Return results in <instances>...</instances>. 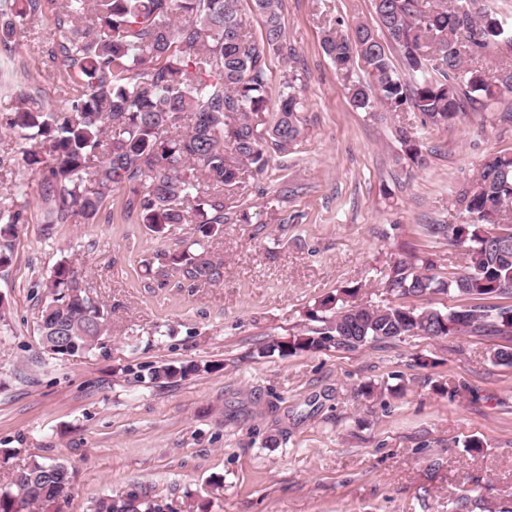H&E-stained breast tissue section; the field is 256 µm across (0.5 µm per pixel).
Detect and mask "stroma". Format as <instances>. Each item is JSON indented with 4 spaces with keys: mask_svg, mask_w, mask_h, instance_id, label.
Segmentation results:
<instances>
[{
    "mask_svg": "<svg viewBox=\"0 0 512 512\" xmlns=\"http://www.w3.org/2000/svg\"><path fill=\"white\" fill-rule=\"evenodd\" d=\"M61 0H45L18 43L0 45L28 78L23 91L61 109L70 89L46 61ZM290 56L267 59L268 112L288 71L300 78L302 137L270 154L262 175L225 208L211 255L214 285L159 273L160 256L193 230L153 235L123 191L87 223L47 225L37 177L26 220L0 278V486L31 459L66 464L58 512H93L104 496L164 499L173 512H448L465 491L512 499V366L501 340L412 336L360 347L259 356L272 341L316 328L312 309L353 287V305L398 298L386 275L399 260L462 268L461 248L429 224L464 219L453 192L484 158L512 150V94L446 126L417 112H364L322 50L337 22L375 24L373 0H283ZM415 133L422 164L399 128ZM248 222H241V215ZM108 314L93 354L52 358L38 335L44 287L60 260ZM198 363L171 384L143 369ZM376 390L366 395L364 384ZM484 442L481 452L462 446Z\"/></svg>",
    "mask_w": 512,
    "mask_h": 512,
    "instance_id": "1",
    "label": "stroma"
}]
</instances>
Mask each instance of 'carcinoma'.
Returning a JSON list of instances; mask_svg holds the SVG:
<instances>
[{"instance_id":"cac0c4a2","label":"carcinoma","mask_w":512,"mask_h":512,"mask_svg":"<svg viewBox=\"0 0 512 512\" xmlns=\"http://www.w3.org/2000/svg\"><path fill=\"white\" fill-rule=\"evenodd\" d=\"M421 9L419 0H374L378 25L399 48L413 80L402 81L372 27L357 24L344 35L328 34L326 56L345 76L353 59L364 65L368 80H352L351 105L373 111L411 110L422 123L446 125L471 108L487 107L512 93V68L490 80L467 63L491 45L512 49V25L476 9L456 4ZM264 19V35L255 39L240 0H65L62 40L47 50L51 68L67 80L73 95L60 111L48 109L21 93L11 111L0 114V128L23 143L17 162L39 175L41 201L51 224L96 217L112 191L127 192L126 208L163 238L175 224H192V239L168 255L162 275L192 285H213L223 277L222 264L208 250L209 239L222 232L224 201L264 172L268 153L288 155L301 137L298 76L280 82L279 111L263 121L269 83L267 58L286 44L282 0H252ZM42 8V0H0V44L15 40L24 20ZM405 155L420 160L410 132L399 129ZM466 220L462 224H428L434 237L466 251L467 265L446 277L429 275L404 260L387 274L386 287L399 296L441 293L470 306L448 311L395 304L359 308L349 304L358 289L350 287L319 304L313 318L323 323L309 335L283 344L270 342L262 357L278 352L313 351L331 343L354 350L406 336H453L482 333L512 336V306L484 305L512 298V152L488 155L478 175L456 195ZM27 208L21 186L0 195V269L12 263L17 226ZM49 302L42 309L39 336H59L49 352L67 359L103 345L107 316L103 307L78 286L69 262L55 266L46 283ZM211 366L187 363L148 368L149 382L184 379ZM70 474L62 462L33 460L13 472L0 487V512H29L53 506L67 496ZM456 512L490 510L479 494L465 495ZM165 506L100 498L95 512H164Z\"/></svg>"}]
</instances>
